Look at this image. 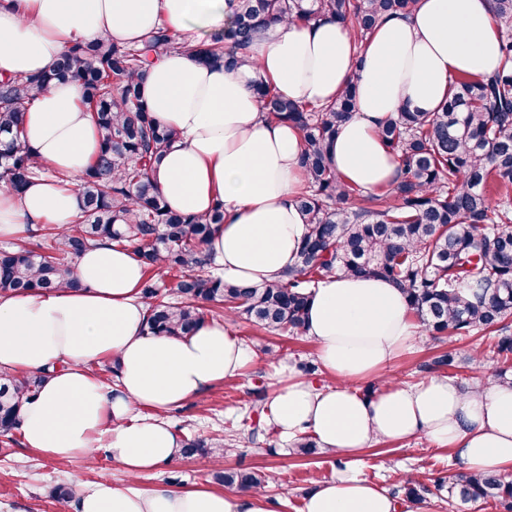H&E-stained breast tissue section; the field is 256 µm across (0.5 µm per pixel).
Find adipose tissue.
I'll return each mask as SVG.
<instances>
[{
	"label": "adipose tissue",
	"mask_w": 512,
	"mask_h": 512,
	"mask_svg": "<svg viewBox=\"0 0 512 512\" xmlns=\"http://www.w3.org/2000/svg\"><path fill=\"white\" fill-rule=\"evenodd\" d=\"M232 0H0V78L48 69L71 45L98 38L133 46L158 26L195 37L221 31ZM251 61L212 67L180 51L161 53L140 80L153 118L179 139L151 173L169 209L184 215L224 203V222L205 245L224 281L282 280L297 260L306 217L303 137L264 116L254 92L272 85L289 100L325 106L355 85V111L328 147L332 169L374 191L394 185L401 162L380 137L401 108L435 112L458 78L485 79L504 66L491 0H417L409 14L384 17L364 45L324 14L308 23L259 29ZM73 81L42 93L24 113L27 144L49 175L22 194L0 190V236L25 226L66 229L82 209L80 180L99 150L95 125ZM144 267L128 247L90 246L71 262L69 283L0 296V373L44 372L24 401L20 433L46 457L117 461L130 483L76 491L66 512H274L259 491L132 487L141 473L171 463L181 439L163 411L200 399L244 374L254 355L223 320L188 336L147 328ZM305 332L318 345L328 383L289 372L265 420L280 438H313L340 457L375 443L422 437L453 449L460 471L479 478L512 471V386L487 377L464 388L449 378L408 384L389 370L418 335L400 290L382 278L330 275L313 290ZM111 360L115 380L91 372ZM376 389L364 395L359 385ZM380 484L354 468L312 491L304 512H398Z\"/></svg>",
	"instance_id": "1"
}]
</instances>
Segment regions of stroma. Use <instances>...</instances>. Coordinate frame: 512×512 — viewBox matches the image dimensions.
I'll return each instance as SVG.
<instances>
[{
  "instance_id": "1",
  "label": "stroma",
  "mask_w": 512,
  "mask_h": 512,
  "mask_svg": "<svg viewBox=\"0 0 512 512\" xmlns=\"http://www.w3.org/2000/svg\"><path fill=\"white\" fill-rule=\"evenodd\" d=\"M229 321L236 335L255 352L254 365L238 379L213 386L202 399L170 409L166 418L183 439L223 435L233 449L225 457L224 467L275 473L277 480L266 488L265 495L277 512H304L306 493L330 478L339 464L338 458L324 451L296 456L287 442L265 425L254 438L228 431L227 426L260 400L269 399L280 366L289 365L299 372L309 365L316 368L318 347L303 333L278 335L258 329L242 318ZM487 346V340L478 335L451 345L425 333L412 350L393 363L391 372L402 380L419 382L431 375L428 362L452 349L460 362L456 380L468 386L488 374L487 363L472 359L474 351ZM324 378L323 371L317 368L311 376L315 382ZM361 458L366 464L365 476L392 492L400 491L405 473L414 475L424 491L422 501L412 505L411 512H508L494 500L464 503L457 498L449 499L447 487L439 485L438 480L457 465L451 448H437L425 439L414 438L374 444L362 452ZM73 478L85 487L102 481L120 486L131 482L121 465L103 452L92 462L81 457L58 460L19 442H0V512H58L51 492L56 485L69 483ZM131 483L146 490L160 485L210 486L214 480L210 466L202 460L178 458L143 473Z\"/></svg>"
}]
</instances>
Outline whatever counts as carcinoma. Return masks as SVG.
<instances>
[{
    "instance_id": "cac0c4a2",
    "label": "carcinoma",
    "mask_w": 512,
    "mask_h": 512,
    "mask_svg": "<svg viewBox=\"0 0 512 512\" xmlns=\"http://www.w3.org/2000/svg\"><path fill=\"white\" fill-rule=\"evenodd\" d=\"M417 0H236L231 26L207 43L179 41L164 27L136 47L104 38L70 47L48 70L0 80V184L20 193L44 171L32 155L23 112L35 97L62 81H76L92 112L101 146L82 177L83 209L66 230L44 228L35 242L0 250V294L56 288L68 282L65 257L107 240L131 244L144 266L142 296L150 306L148 328L187 335L206 319L208 304L241 315L267 331L304 329L312 289L331 274L378 276L402 292L408 308L434 336L454 342L481 333L496 359L491 376L512 385L505 364L512 359V70L489 79H456L438 112L406 109L387 120L380 135L401 161L399 182L380 191L349 184L328 164L326 147L355 109L352 86L324 107L283 98L258 84L262 111L301 132L306 187L297 197L307 231L296 267L276 284L244 287L212 273L203 250L224 223L221 200L204 215L176 213L150 173L177 140V132L154 121L139 79L156 55L183 50L213 65L237 67L259 28L336 16L362 44L385 16L411 12ZM502 28L501 50L512 60V0H492ZM175 271L180 301L159 298L153 275ZM453 351L428 368L454 375ZM42 376L0 374V436L12 439L19 405L38 392ZM181 457L224 456V440L189 439ZM214 479L239 490H260L270 473L216 469ZM464 502L496 500L512 510V481L500 475L478 480L455 472L440 479Z\"/></svg>"
}]
</instances>
